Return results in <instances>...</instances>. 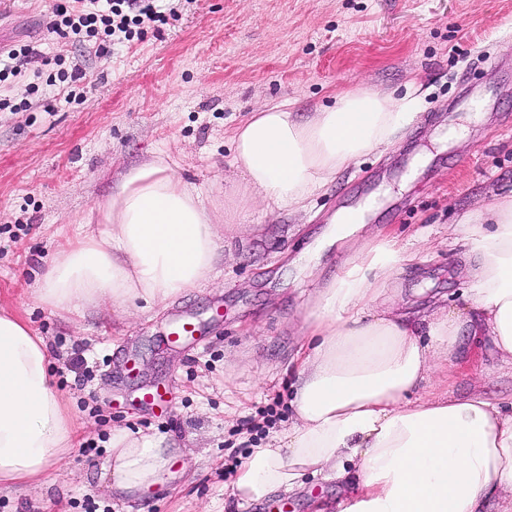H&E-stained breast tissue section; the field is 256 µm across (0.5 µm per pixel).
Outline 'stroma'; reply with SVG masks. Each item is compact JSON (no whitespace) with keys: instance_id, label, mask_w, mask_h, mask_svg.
I'll list each match as a JSON object with an SVG mask.
<instances>
[{"instance_id":"stroma-1","label":"stroma","mask_w":512,"mask_h":512,"mask_svg":"<svg viewBox=\"0 0 512 512\" xmlns=\"http://www.w3.org/2000/svg\"><path fill=\"white\" fill-rule=\"evenodd\" d=\"M161 31L99 53L52 30L53 0H0V47L41 58L0 82V306L42 336L53 382L85 424L87 446L34 482L0 487V512H311L339 487L305 476L295 493L238 504L233 461L291 423L302 328L347 252L316 254L339 210L373 197L363 235L399 236L419 258L388 281L396 306L463 307L471 281L464 233L448 229L512 193V0H178ZM62 64H55V57ZM79 70L71 97L47 86ZM369 88L412 100L415 115L378 152L341 170L303 211L251 205L242 244L214 280L166 309L91 312L73 325L31 290L56 244L120 175L157 155L210 196L235 177L228 132L251 112L287 103L304 116L331 92ZM460 137H449L452 127ZM205 328L196 349L163 343L175 315ZM448 363L425 392L512 399V374L490 342ZM160 386L165 403L141 406ZM185 443L149 492L113 494V429Z\"/></svg>"}]
</instances>
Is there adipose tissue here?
I'll list each match as a JSON object with an SVG mask.
<instances>
[{"mask_svg":"<svg viewBox=\"0 0 512 512\" xmlns=\"http://www.w3.org/2000/svg\"><path fill=\"white\" fill-rule=\"evenodd\" d=\"M408 117L406 103L365 88L339 92L303 118L284 104L257 109L230 134L239 177L224 193L220 224L200 190L164 159L132 167L95 206L102 228L58 246L34 299L75 323L139 300L172 303L212 279L242 211L258 200L304 207L339 170L389 144ZM461 222L472 278L465 306L409 313L383 294L415 252L394 238L356 241L363 210L334 217L318 247L353 255L303 326L292 425L238 463L239 502L294 493L312 473L346 485L336 512H492V503L493 512H512V411L479 393H419L440 360H468L464 332L489 337L512 367V197ZM77 442L45 341L0 309V482L28 483ZM109 447L113 488L139 493L159 482L182 443L116 429Z\"/></svg>","mask_w":512,"mask_h":512,"instance_id":"ef3b65f1","label":"adipose tissue"}]
</instances>
